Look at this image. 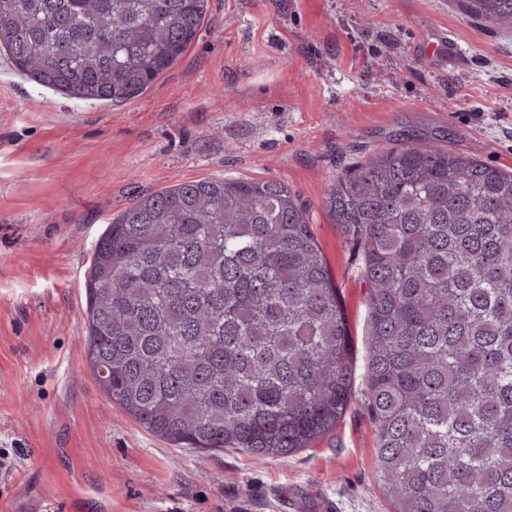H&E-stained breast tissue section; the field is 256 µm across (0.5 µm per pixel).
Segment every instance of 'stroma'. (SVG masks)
<instances>
[{"mask_svg": "<svg viewBox=\"0 0 512 512\" xmlns=\"http://www.w3.org/2000/svg\"><path fill=\"white\" fill-rule=\"evenodd\" d=\"M403 134L512 171V33L453 0H208L178 61L119 104L43 89L0 57V512H391L358 398L286 459L145 431L86 364L85 281L141 194L280 182L309 210L363 390L368 288L322 199Z\"/></svg>", "mask_w": 512, "mask_h": 512, "instance_id": "35a3bbf8", "label": "stroma"}]
</instances>
